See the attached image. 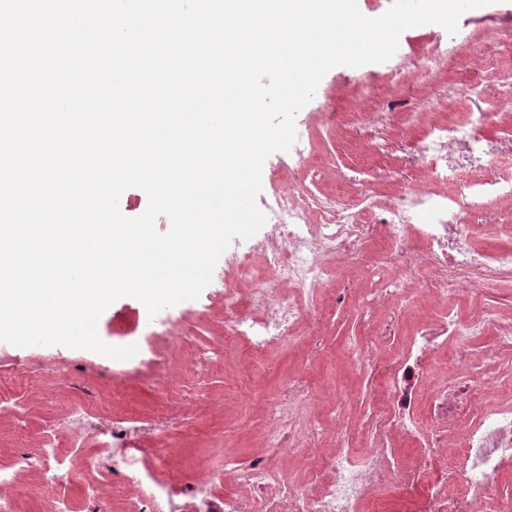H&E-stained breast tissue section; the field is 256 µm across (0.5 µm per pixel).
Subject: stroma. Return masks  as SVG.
<instances>
[{"label":"stroma","mask_w":512,"mask_h":512,"mask_svg":"<svg viewBox=\"0 0 512 512\" xmlns=\"http://www.w3.org/2000/svg\"><path fill=\"white\" fill-rule=\"evenodd\" d=\"M512 43V0L469 10L459 20L456 34L428 24L405 30L399 39L403 71L387 76L382 68L337 66L321 80L314 98L298 113L312 143L315 162L324 174L310 182L300 173L281 178L278 166L288 152L272 153L262 170V190L257 204H264L289 182L317 196H337L357 203L365 192L386 199L417 184L434 187L429 159L413 156L410 148L423 136L429 122H445L459 112L474 111L466 87L481 78L476 51L494 56L502 44ZM449 46L454 50L447 67L434 84L415 83L411 74L421 67L426 47ZM482 138L492 152L491 163L470 169L474 179H512V106L484 105ZM377 114V123L363 120ZM467 221L479 225L474 248L490 252L505 245L502 225H512V202L490 195L469 209ZM392 276L379 267L341 269L319 295V311L303 335L271 350L261 365L248 355L227 352L224 368L208 372L193 365L199 350L224 338V298L204 289L195 300L181 302L149 316L145 306L122 297L100 316L99 337L107 344L125 346L153 340L159 351L168 343L177 350L162 366L130 367L117 372L90 351L61 345L18 347L0 342V394L22 408L28 430L19 434L14 418L0 412V463H8L21 443L36 445L43 430L65 419L78 399H88L102 421L115 418L130 422L150 417L163 421L160 430L143 431L138 443L144 448H174L171 466L175 481L190 489L200 466L217 475L216 494L250 492L236 476L225 472V459L237 467L268 455L265 446V412L280 400L288 380L306 379L320 393L318 405L305 418L316 421L343 400L350 427H358L380 394L379 376H360L348 370L345 354L350 343L377 330L386 343L406 336L409 304L394 305L380 297ZM376 298L372 308L360 307L361 295ZM435 319L454 311L469 320L490 309L512 317V281H500L480 292L462 289L442 305L424 303Z\"/></svg>","instance_id":"35a3bbf8"}]
</instances>
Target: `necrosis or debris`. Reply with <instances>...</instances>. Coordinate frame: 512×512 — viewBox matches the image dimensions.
Returning <instances> with one entry per match:
<instances>
[{
  "label": "necrosis or debris",
  "instance_id": "4bbe7bcc",
  "mask_svg": "<svg viewBox=\"0 0 512 512\" xmlns=\"http://www.w3.org/2000/svg\"><path fill=\"white\" fill-rule=\"evenodd\" d=\"M480 121L474 114L435 123L415 145L417 153L435 161L436 193L409 186L388 202L375 199L380 225L365 223L356 206L339 197L320 198L301 189L276 190L266 203L271 229L255 245L233 253L228 264L234 275L224 282V339L241 343L253 358L274 345L290 341L305 329L315 309L317 293L329 269L343 265L379 264L416 286L418 295L447 299L460 286L481 290L501 278H512V245L488 254L471 250L478 228L462 221L466 203L487 195L512 198V182H483L466 178L465 167L482 166L486 152L479 145ZM466 146L468 159L459 164L449 154ZM464 185L467 196L452 193ZM387 244L372 246L378 234ZM425 243L427 258L405 247L409 237ZM488 334L480 354L494 358L512 351V322L486 313L474 323L449 318L447 335L456 345L457 361L449 375L434 379L427 359L436 346L431 332H416L383 353L374 337H366L349 355L362 373L383 371L387 388L375 404L360 437L365 449L339 448L313 465L305 482L285 481L279 470L256 461L240 470L250 500L236 494L217 496L213 475L204 473L193 497L196 512H385L384 488L397 483L421 494L420 512H512V495L502 493V479L512 476V403L493 399L485 385L469 386L471 337ZM429 389L433 401L447 404L449 396L469 391L452 419L457 430L427 424L417 415L419 393ZM316 394L304 381L292 380L280 401L268 407L270 447L285 449L293 458L309 457L326 431L322 423L296 426L287 421L288 407L314 404ZM402 433L413 447L408 466L394 462L391 437ZM94 434L96 447L81 466H74L53 436L41 448L0 464V512H16L5 488L14 486L21 471H38L48 492L45 512H68L57 488L79 486L88 512H97L111 494L100 484L112 476L133 484L135 512H182L169 474L151 469L131 445V426L113 420L102 427L85 403L69 415V444L79 447L85 434Z\"/></svg>",
  "mask_w": 512,
  "mask_h": 512
}]
</instances>
